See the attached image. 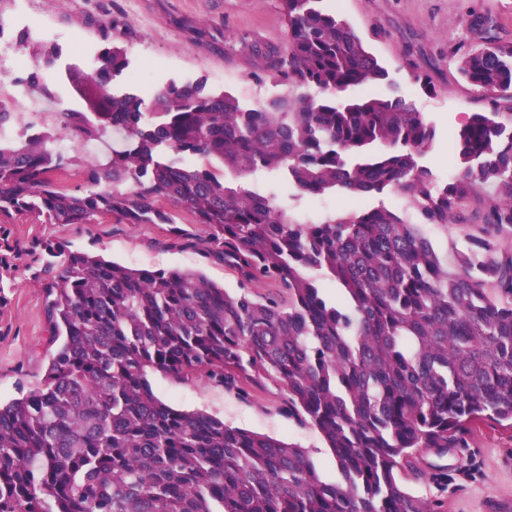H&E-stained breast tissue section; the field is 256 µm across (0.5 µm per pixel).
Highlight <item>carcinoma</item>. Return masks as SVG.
<instances>
[{"mask_svg":"<svg viewBox=\"0 0 512 512\" xmlns=\"http://www.w3.org/2000/svg\"><path fill=\"white\" fill-rule=\"evenodd\" d=\"M279 3L288 52L258 67L298 95L246 108L176 80L115 94L129 62L114 45L93 71L69 72L86 111L59 116L80 139L119 137L116 148L79 162L47 133L0 141V224L111 216L176 234L177 208L239 280L230 293L196 271L39 242L57 348L38 387L0 404V512H436L407 490L418 455L455 447L478 421H512V113H471L452 138L457 172L439 184L417 161L435 129L411 102L346 95L389 84L357 31L323 0ZM497 28L490 7L474 9L452 50L491 100L512 91V42ZM70 167L85 192L57 183ZM257 170L285 172L308 196L394 191L422 223L362 206L305 224L240 183ZM475 200L480 223L450 270L421 224H465ZM256 282L286 297L258 295ZM152 372L278 378L288 414L330 448L336 481L296 444L164 403Z\"/></svg>","mask_w":512,"mask_h":512,"instance_id":"1","label":"carcinoma"}]
</instances>
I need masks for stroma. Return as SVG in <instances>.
Returning a JSON list of instances; mask_svg holds the SVG:
<instances>
[{"mask_svg": "<svg viewBox=\"0 0 512 512\" xmlns=\"http://www.w3.org/2000/svg\"><path fill=\"white\" fill-rule=\"evenodd\" d=\"M31 11L54 28L46 46L57 57L74 56L70 33L87 42L109 40L129 59L127 73L114 78V93H142L169 80L205 82L208 89L229 91L244 104L287 94L285 84L257 66L255 48L286 50L288 25L279 0H31ZM363 38L386 66L392 88L413 103L437 136L422 158L437 178L455 171L450 131L484 106L465 83L451 57L465 37L464 21L475 0H325ZM429 75L434 92L422 90L411 69ZM48 92L38 101L46 110L80 111L82 99L56 66L41 65ZM254 191L275 195L289 216L318 223L352 208L334 195L309 198L287 188L265 170L247 177ZM183 236L163 224H120L100 217L90 224H40L15 218L7 230L21 254L10 276L0 280V401L9 402L37 387L53 350L46 331L44 293L35 276L38 254L33 246L53 240L74 251L103 255L136 269L201 272L209 281L236 289L235 274L223 262L190 245L204 228L179 214ZM155 394L188 411H203L232 427L270 436L303 448L325 481L336 479L334 457L320 435L290 417L288 393L275 378L260 385L239 382L229 387L199 373L177 379L151 374ZM423 474L411 482L413 493L438 502L439 512H505L512 503V427L484 421L472 426L460 444L439 454L428 450Z\"/></svg>", "mask_w": 512, "mask_h": 512, "instance_id": "35a3bbf8", "label": "stroma"}]
</instances>
